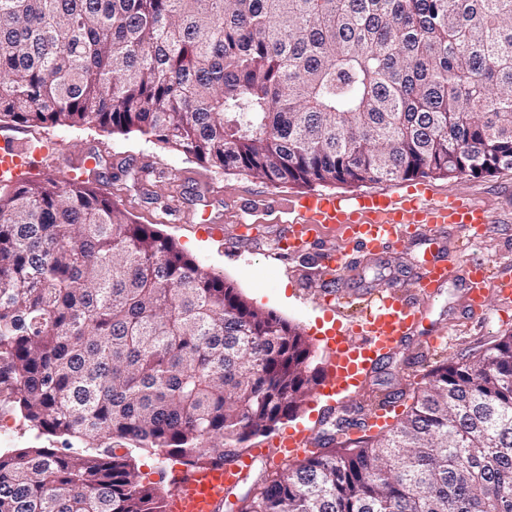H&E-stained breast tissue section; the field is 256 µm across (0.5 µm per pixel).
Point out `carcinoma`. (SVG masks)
Returning <instances> with one entry per match:
<instances>
[{
	"label": "carcinoma",
	"mask_w": 512,
	"mask_h": 512,
	"mask_svg": "<svg viewBox=\"0 0 512 512\" xmlns=\"http://www.w3.org/2000/svg\"><path fill=\"white\" fill-rule=\"evenodd\" d=\"M1 118L302 188L491 176L512 0H0ZM322 379L299 326L88 182L0 190V391L34 439L0 452V512H164L139 453L222 465ZM411 400L375 435L336 419L239 512H512V334Z\"/></svg>",
	"instance_id": "1"
}]
</instances>
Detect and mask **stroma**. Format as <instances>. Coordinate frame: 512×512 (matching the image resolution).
Wrapping results in <instances>:
<instances>
[{
    "label": "stroma",
    "instance_id": "1",
    "mask_svg": "<svg viewBox=\"0 0 512 512\" xmlns=\"http://www.w3.org/2000/svg\"><path fill=\"white\" fill-rule=\"evenodd\" d=\"M35 138L49 135L57 142L31 171L33 179L62 178L65 169L80 164L88 152L102 157L86 181L117 200L130 217L172 237L186 253L222 275L254 305L275 312L299 325L307 335L321 367H329L324 341L325 321L345 325L358 321L369 298L390 290L404 293L416 276L425 250L449 262L484 263L491 274L512 267V170L473 178H427L431 195H462L471 205L484 208L491 219L485 236L468 241L458 232L428 238L417 233L393 250L362 254L353 269L341 270L334 283L337 301L333 313L320 304L324 276L322 255L349 249L340 229L321 228L303 249L280 248L283 228L297 216L290 204L306 194L294 185H273L244 174H227L162 149L145 137H123L95 128L44 129L0 121V135ZM138 183H131V174ZM210 192L211 207L202 209V192ZM245 224H238V217ZM512 334V302L489 295L483 310L471 313L466 291L457 280L435 289L423 303V321L404 346L369 370L355 393L336 400V411L363 417L370 394L406 392L424 386L434 354L457 361L495 339Z\"/></svg>",
    "mask_w": 512,
    "mask_h": 512
}]
</instances>
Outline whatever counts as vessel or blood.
<instances>
[{
	"mask_svg": "<svg viewBox=\"0 0 512 512\" xmlns=\"http://www.w3.org/2000/svg\"><path fill=\"white\" fill-rule=\"evenodd\" d=\"M45 153V148L33 146L28 140L1 135L0 182L9 185L24 179ZM298 212L299 220L288 225L284 239L290 248L307 243L324 224L341 225L351 243L369 250L395 246L404 229L413 224L425 225L435 236L456 230L472 240L482 236L490 222L480 208L455 197L436 199L425 190L407 199L378 193L353 197L313 194L300 199ZM454 278L464 283L476 311L491 290H498L503 298L512 297V273L494 280L482 263L471 262L460 270L445 258L430 256L405 294H377L359 324L330 331L327 343L334 358L320 387L321 394L329 397L354 387L361 371L372 368L381 356L393 352L416 331L422 319L420 299L425 292ZM311 443V430L302 426L276 439L284 458L298 454ZM252 462V457L242 455L219 466L174 471L170 479L175 491L165 503V512H222L228 489L239 482Z\"/></svg>",
	"mask_w": 512,
	"mask_h": 512,
	"instance_id": "1",
	"label": "vessel or blood"
}]
</instances>
